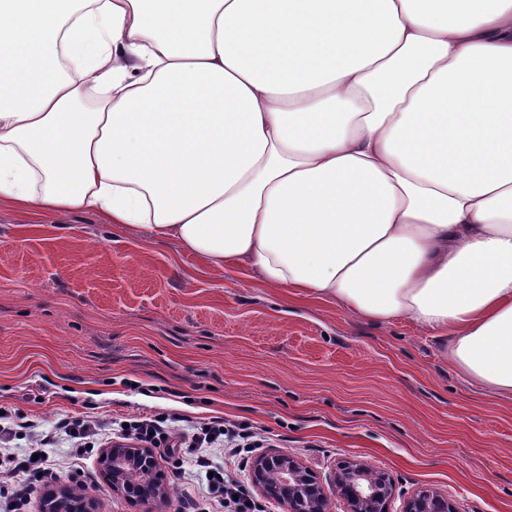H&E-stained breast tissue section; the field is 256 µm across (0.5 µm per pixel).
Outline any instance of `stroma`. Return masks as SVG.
I'll return each mask as SVG.
<instances>
[{
  "mask_svg": "<svg viewBox=\"0 0 512 512\" xmlns=\"http://www.w3.org/2000/svg\"><path fill=\"white\" fill-rule=\"evenodd\" d=\"M168 415L263 429L324 482L358 459L400 498L433 487L459 512H512V403L461 379L432 332L261 287L93 213L59 223L1 203L0 422L107 433ZM47 455L62 484L80 465L102 512H138L104 490L98 449L74 458L63 437ZM159 467L167 512L205 502L191 461Z\"/></svg>",
  "mask_w": 512,
  "mask_h": 512,
  "instance_id": "obj_1",
  "label": "stroma"
}]
</instances>
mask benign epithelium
I'll list each match as a JSON object with an SVG mask.
<instances>
[{"instance_id": "benign-epithelium-1", "label": "benign epithelium", "mask_w": 512, "mask_h": 512, "mask_svg": "<svg viewBox=\"0 0 512 512\" xmlns=\"http://www.w3.org/2000/svg\"><path fill=\"white\" fill-rule=\"evenodd\" d=\"M152 450L140 448L133 442H119L102 450L99 468L105 490L135 501L143 512H154L155 501L171 497V488L156 482L148 493L136 479L138 472L157 467ZM250 483L276 497L284 512H323L321 503L328 490L346 498L348 512H392L396 485L391 477L366 466L358 460L340 465L330 486L293 458L271 451L258 456L249 473ZM40 512H73L74 505L61 485L47 491L40 500ZM401 512H457L448 497L432 487H424L408 497Z\"/></svg>"}]
</instances>
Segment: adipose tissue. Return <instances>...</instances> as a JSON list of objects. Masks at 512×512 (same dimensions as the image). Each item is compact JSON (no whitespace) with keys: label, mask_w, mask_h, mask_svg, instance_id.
Masks as SVG:
<instances>
[{"label":"adipose tissue","mask_w":512,"mask_h":512,"mask_svg":"<svg viewBox=\"0 0 512 512\" xmlns=\"http://www.w3.org/2000/svg\"><path fill=\"white\" fill-rule=\"evenodd\" d=\"M93 212L512 402V0H0V201Z\"/></svg>","instance_id":"ef3b65f1"}]
</instances>
